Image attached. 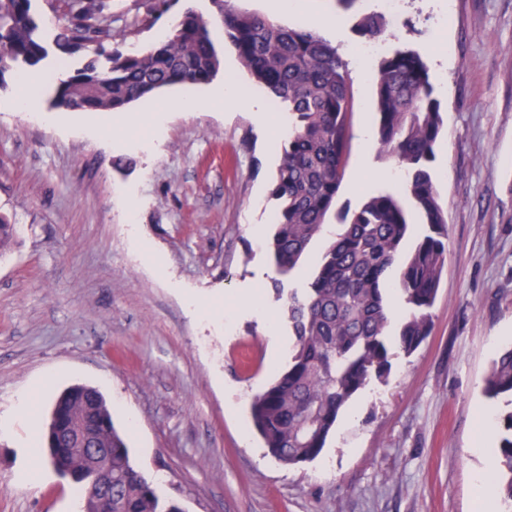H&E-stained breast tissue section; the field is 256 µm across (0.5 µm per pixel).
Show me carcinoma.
<instances>
[{
  "instance_id": "1",
  "label": "carcinoma",
  "mask_w": 512,
  "mask_h": 512,
  "mask_svg": "<svg viewBox=\"0 0 512 512\" xmlns=\"http://www.w3.org/2000/svg\"><path fill=\"white\" fill-rule=\"evenodd\" d=\"M33 2L0 0V90L15 66L35 67L49 55ZM179 2L154 0L148 15L157 21ZM55 3L62 17L54 40L57 57L63 60L90 45L96 51L75 74L57 82L53 102L60 109L124 112L166 87L206 84L221 69L208 23L190 8L181 9L169 32L148 49L120 52L112 48L117 37L112 0ZM212 3L240 64L288 111V136L270 186L276 205L270 250L276 272L286 277L325 234L344 178L353 112L347 62L314 30L240 10L232 0ZM388 25L385 14L373 11L357 15L353 28L378 38ZM16 81L26 87L27 97L37 93L28 72L16 73ZM370 82L379 151L403 167L410 205L380 190L344 214L305 288L288 292V367L250 405L265 447L286 465L315 460L353 396L390 373L393 349L410 354L429 336L448 255L446 212L429 169L444 120L428 65L416 51L395 48L380 58ZM414 214L423 232L408 251ZM391 288L407 307L394 333L389 331ZM484 392L490 400L512 398V346L493 360ZM496 425L497 505L512 510V409L497 414ZM95 448H110L112 454L100 456ZM40 450L61 476L79 486L82 512H97L90 489L105 475L112 476V512H185L134 465L105 397L91 386L73 385L55 398Z\"/></svg>"
}]
</instances>
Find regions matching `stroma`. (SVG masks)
<instances>
[{
	"instance_id": "obj_1",
	"label": "stroma",
	"mask_w": 512,
	"mask_h": 512,
	"mask_svg": "<svg viewBox=\"0 0 512 512\" xmlns=\"http://www.w3.org/2000/svg\"><path fill=\"white\" fill-rule=\"evenodd\" d=\"M143 0H112L116 47L140 50L174 19L133 24ZM342 16L328 33L344 59L365 39L356 0H304ZM210 24L212 82L106 112L34 111L0 90V215L16 228L0 254V512H79L77 488L38 458L40 424L74 384L99 389L136 466L185 512H489L494 416L483 388L512 343V0H404L384 36L426 61L444 130L431 163L447 215L448 258L430 336L394 352L361 390L323 453L291 466L249 418L253 396L288 365L291 329L268 242L288 120L224 39L212 0H181ZM234 82L238 99L183 101ZM338 227L380 190L402 191L394 161L365 152L378 116L352 77Z\"/></svg>"
}]
</instances>
